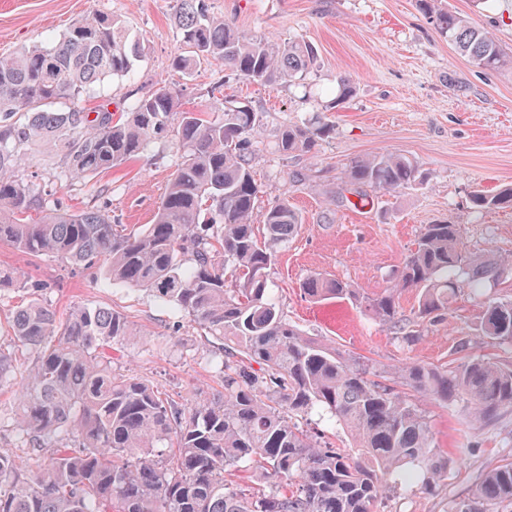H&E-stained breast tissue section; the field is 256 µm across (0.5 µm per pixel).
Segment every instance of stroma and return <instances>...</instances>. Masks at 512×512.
Masks as SVG:
<instances>
[{"instance_id":"35a3bbf8","label":"stroma","mask_w":512,"mask_h":512,"mask_svg":"<svg viewBox=\"0 0 512 512\" xmlns=\"http://www.w3.org/2000/svg\"><path fill=\"white\" fill-rule=\"evenodd\" d=\"M441 2L489 32L512 56V0ZM175 5V0H0V56L59 37L97 13L122 19L142 43L141 58L131 76L104 81L83 107L104 104L117 114L163 81L183 111L215 109L211 91L218 86L225 98L260 113L253 161L262 189L258 207L267 209L284 196L303 217L299 234L278 251L269 282L289 322L378 370L413 361L447 364L456 359L463 336L474 338L476 354L494 360L512 356V348L478 338L482 305L469 290L458 294L446 322L413 345L371 319L363 303L390 287L428 224L460 225L466 251L512 255V210L478 213L469 204L473 192L512 185V65L487 70L459 55L415 0H206L209 14L247 35L311 43L318 64L302 80L273 86L235 76L213 59L184 76L171 68L182 51ZM343 78L353 93L336 108L332 101ZM316 119L332 131L314 155L285 157L277 151L281 124ZM381 153L411 159L422 183L386 195L347 183L351 162ZM23 154L17 173L46 191L45 208L80 211L104 203L113 222L133 230L152 223L181 156L171 136L109 172L72 180L61 176L58 157L40 147H24ZM0 267L46 284L45 297L58 316L78 305L125 313L136 334L113 351L115 372L148 380L188 405L220 391L199 327L171 305L7 243H0ZM313 273L348 283L359 301L316 303L304 297L300 285ZM423 407L435 450L448 460V475L433 494L400 490L377 512H453L489 467L512 459V411L483 422L460 403L427 401Z\"/></svg>"}]
</instances>
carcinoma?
<instances>
[{
  "instance_id": "carcinoma-1",
  "label": "carcinoma",
  "mask_w": 512,
  "mask_h": 512,
  "mask_svg": "<svg viewBox=\"0 0 512 512\" xmlns=\"http://www.w3.org/2000/svg\"><path fill=\"white\" fill-rule=\"evenodd\" d=\"M417 0L441 34L485 69L511 65L488 32ZM184 52L173 70L187 74L204 58L249 81L274 85L307 74L317 53L307 41L279 45L250 37L208 13L205 0H176ZM140 40L110 14L71 25L52 45L0 57V243L64 259L91 275L143 288L198 324L224 387L218 400L188 407L147 380L112 371V347L136 329L114 309L80 307L63 322L43 299L47 286L0 268V294L22 293L0 339V390L24 380L15 409L0 414V512H374L393 486L435 492L448 461L435 456L420 405L390 379L305 336L269 297L278 249L301 228L284 197L263 215L253 171L261 115L242 105L177 113L163 84L136 99L115 122L101 105L89 113L69 103L111 77L128 75ZM175 133L182 151L154 223L128 230L105 206L71 212L43 207L33 185L15 175L20 149L40 142L60 157L65 176L97 175ZM331 126L283 124L278 152L314 153ZM348 182L391 193L421 181L397 154L353 161ZM477 212L512 209V188L470 197ZM512 273L492 252L466 254L458 224H428L394 283L368 299V312L413 342L448 319L461 286L475 295ZM417 295L416 321L401 294ZM316 301L353 300L356 290L322 274L302 283ZM416 329H411V326ZM480 336L512 345V300L485 298ZM456 366L412 362L401 384L433 402L471 406L491 421L512 410V361L469 353ZM320 407L352 440L323 444L300 425ZM246 463L265 479L249 494L225 479ZM512 507V461L492 467L455 512Z\"/></svg>"
}]
</instances>
